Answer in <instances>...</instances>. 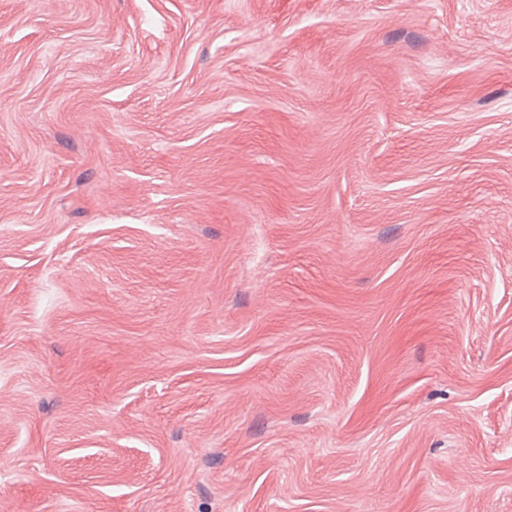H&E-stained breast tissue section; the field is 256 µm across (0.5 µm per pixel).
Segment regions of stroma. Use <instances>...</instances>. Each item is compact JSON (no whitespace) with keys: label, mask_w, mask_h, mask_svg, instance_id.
I'll list each match as a JSON object with an SVG mask.
<instances>
[{"label":"stroma","mask_w":512,"mask_h":512,"mask_svg":"<svg viewBox=\"0 0 512 512\" xmlns=\"http://www.w3.org/2000/svg\"><path fill=\"white\" fill-rule=\"evenodd\" d=\"M0 512H512V0H0Z\"/></svg>","instance_id":"stroma-1"}]
</instances>
